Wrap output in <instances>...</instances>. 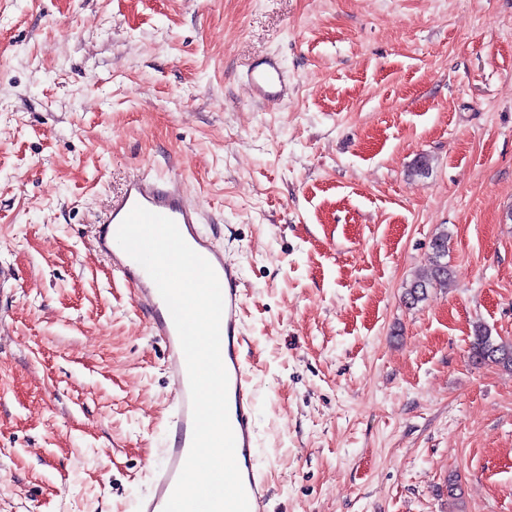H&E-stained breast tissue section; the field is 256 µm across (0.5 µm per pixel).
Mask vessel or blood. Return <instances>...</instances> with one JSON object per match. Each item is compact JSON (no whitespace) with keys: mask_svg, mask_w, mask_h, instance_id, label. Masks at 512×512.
<instances>
[{"mask_svg":"<svg viewBox=\"0 0 512 512\" xmlns=\"http://www.w3.org/2000/svg\"><path fill=\"white\" fill-rule=\"evenodd\" d=\"M247 81L255 97L268 103L281 99L287 90L283 67L275 59L253 67L247 74ZM138 205L174 220L184 240L209 261L217 274L224 301L221 357L229 377L228 412L236 442L235 457L250 512H264L265 481L254 454L257 446L254 390L245 368L241 273L225 258L223 249L217 247L211 237L200 232V213L187 202L181 188V177L174 172L155 179L144 175L130 178L120 194L113 197L96 236L99 250L108 260L113 275L133 286L151 334L165 347V368L175 386L171 398L172 414L159 464L151 475L149 491L137 504L138 512H163L189 453L193 432L186 362L170 312L146 270L116 241L119 225Z\"/></svg>","mask_w":512,"mask_h":512,"instance_id":"obj_1","label":"vessel or blood"}]
</instances>
